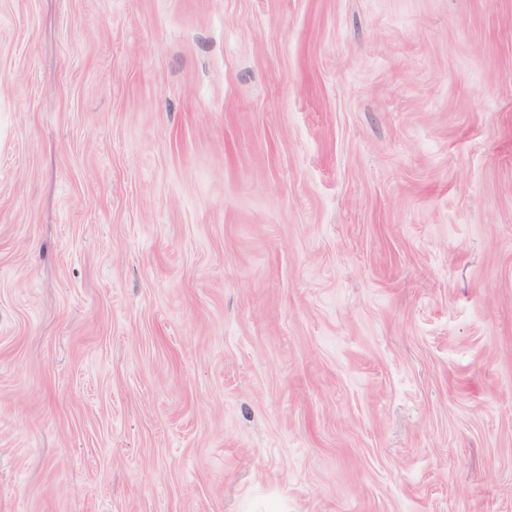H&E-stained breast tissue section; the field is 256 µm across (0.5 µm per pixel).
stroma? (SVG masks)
Segmentation results:
<instances>
[{
  "instance_id": "35a3bbf8",
  "label": "stroma",
  "mask_w": 512,
  "mask_h": 512,
  "mask_svg": "<svg viewBox=\"0 0 512 512\" xmlns=\"http://www.w3.org/2000/svg\"><path fill=\"white\" fill-rule=\"evenodd\" d=\"M0 512H512V0H0Z\"/></svg>"
}]
</instances>
